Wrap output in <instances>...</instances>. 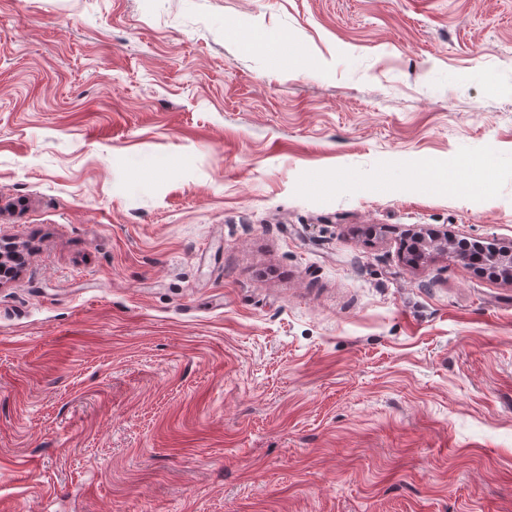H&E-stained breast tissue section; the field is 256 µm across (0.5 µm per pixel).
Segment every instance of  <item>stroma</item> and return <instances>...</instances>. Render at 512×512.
<instances>
[{
  "label": "stroma",
  "mask_w": 512,
  "mask_h": 512,
  "mask_svg": "<svg viewBox=\"0 0 512 512\" xmlns=\"http://www.w3.org/2000/svg\"><path fill=\"white\" fill-rule=\"evenodd\" d=\"M418 229L512 248V0H0V512H512ZM479 181H481L483 185L482 188L479 189L483 195H489L493 192L495 184L494 177L491 172L480 163L472 166L470 177L461 185V188L463 190L476 189L475 185Z\"/></svg>",
  "instance_id": "obj_1"
}]
</instances>
